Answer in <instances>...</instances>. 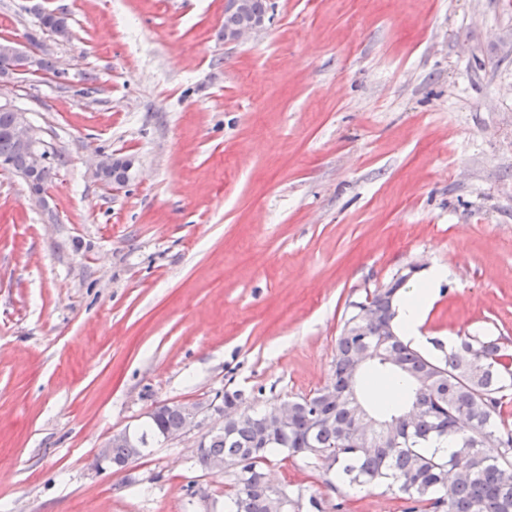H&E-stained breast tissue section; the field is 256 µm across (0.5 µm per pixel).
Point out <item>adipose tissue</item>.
Masks as SVG:
<instances>
[{"instance_id": "ef3b65f1", "label": "adipose tissue", "mask_w": 512, "mask_h": 512, "mask_svg": "<svg viewBox=\"0 0 512 512\" xmlns=\"http://www.w3.org/2000/svg\"><path fill=\"white\" fill-rule=\"evenodd\" d=\"M447 276V269H431L398 300L394 322L404 341L416 346L423 344L421 327L426 312L434 302L440 284Z\"/></svg>"}]
</instances>
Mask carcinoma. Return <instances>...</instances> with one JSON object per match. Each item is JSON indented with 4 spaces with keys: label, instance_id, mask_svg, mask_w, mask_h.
Wrapping results in <instances>:
<instances>
[{
    "label": "carcinoma",
    "instance_id": "carcinoma-1",
    "mask_svg": "<svg viewBox=\"0 0 512 512\" xmlns=\"http://www.w3.org/2000/svg\"><path fill=\"white\" fill-rule=\"evenodd\" d=\"M39 20L56 36L68 34L64 11ZM15 117V110L0 108V158L23 177L28 159L4 134ZM408 277L394 278L353 305L336 340L332 381L294 400L285 428L268 431L275 407L266 403L202 436L194 464L208 472L211 462L221 460L233 473L225 512H302L301 496L280 489L288 498L282 508L270 494L265 466L275 452L306 456L348 490L384 484L409 504L406 512H512V423L503 415L512 397V355L496 339L466 336L435 357L404 342L393 325L375 335L356 323L378 310L394 319ZM364 352L374 356L369 365L389 372L400 390V399L378 416L399 436L396 442L356 434L363 401L349 364ZM411 408L420 411L414 421L405 419ZM184 426L179 405L165 403L134 434L145 451ZM444 447L450 452L437 453Z\"/></svg>",
    "mask_w": 512,
    "mask_h": 512
}]
</instances>
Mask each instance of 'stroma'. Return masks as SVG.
I'll return each mask as SVG.
<instances>
[{
	"label": "stroma",
	"mask_w": 512,
	"mask_h": 512,
	"mask_svg": "<svg viewBox=\"0 0 512 512\" xmlns=\"http://www.w3.org/2000/svg\"><path fill=\"white\" fill-rule=\"evenodd\" d=\"M269 2L228 44L224 0H0L52 166L45 209L0 169V512H224L230 472L193 464L213 405L325 386L353 304L397 274L448 270L424 352H512V0ZM99 154L132 159L124 187ZM194 402L202 427L91 469ZM267 470L323 512L404 509L380 486L337 508L305 458ZM112 167L115 169L116 167H125V177L116 179L112 176V170L109 173L108 177L112 180V187H124L128 182L129 171L132 168V160L125 157H108L106 159H101L96 161L90 168L91 176L95 180H103L106 172ZM110 448L112 452V461L115 462H125L130 457L133 450V448H128V445L125 443H112L111 436L102 446L94 464L95 468H101L102 464L109 460Z\"/></svg>",
	"instance_id": "obj_1"
}]
</instances>
